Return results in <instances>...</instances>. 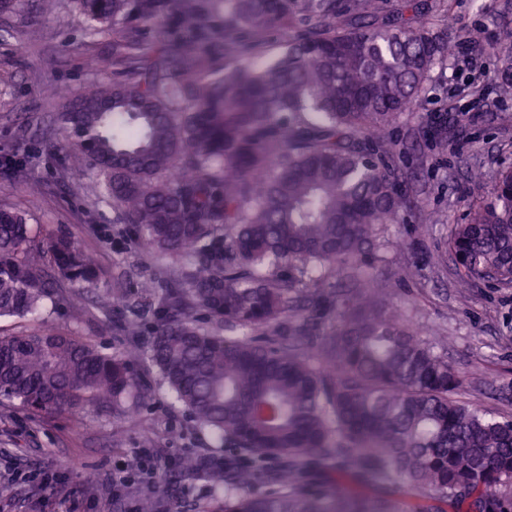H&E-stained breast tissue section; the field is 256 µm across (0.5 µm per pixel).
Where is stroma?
Wrapping results in <instances>:
<instances>
[{
    "mask_svg": "<svg viewBox=\"0 0 512 512\" xmlns=\"http://www.w3.org/2000/svg\"><path fill=\"white\" fill-rule=\"evenodd\" d=\"M38 3L15 0L12 12L0 13V208L27 213L43 232L71 235L96 258L98 284L63 283L42 319L115 352L129 341L126 311L112 300L114 282L163 276L170 262L132 244L121 216L102 201L94 171L71 168L61 146L60 114L69 97L124 78L111 63L104 71L92 65L110 62L113 32L89 29L75 0H54L48 14ZM442 5L456 51L387 134L398 143L397 177L408 182L414 203L390 227L393 247L366 253L358 281H374L428 340H444L449 362L465 378L460 400L512 418V401L500 397L512 385V288L483 281L461 287L448 252L452 225L491 194L490 183H476L473 172L512 164V98L491 90L512 0ZM472 32L480 50L467 41ZM475 80L485 85L484 98L461 96ZM441 124L448 129L444 150L421 133ZM12 157L27 160L37 191L2 167ZM142 379L150 399L130 395L116 412L94 405L32 415L0 399V512H137L140 491L158 488L162 512H205L223 498V488L177 474L184 456L223 455L222 443L174 403L157 370L143 371ZM125 475L130 485L113 491V478Z\"/></svg>",
    "mask_w": 512,
    "mask_h": 512,
    "instance_id": "1",
    "label": "stroma"
}]
</instances>
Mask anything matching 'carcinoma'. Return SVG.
I'll return each mask as SVG.
<instances>
[{
	"label": "carcinoma",
	"mask_w": 512,
	"mask_h": 512,
	"mask_svg": "<svg viewBox=\"0 0 512 512\" xmlns=\"http://www.w3.org/2000/svg\"><path fill=\"white\" fill-rule=\"evenodd\" d=\"M94 29L164 15L176 50L113 46L128 78L96 84L61 114L64 148L146 251L183 264L112 297L146 350L109 353L36 327L0 335V398L35 412L147 397L156 368L174 401L238 458L189 460L227 485L211 512H512V420L454 397L462 377L385 297H332L336 328L282 330L295 302L328 296V274L361 269L411 207L383 142L454 42L421 15L428 0H224V65L191 61L203 40L189 0H77ZM280 35L258 63L255 37ZM494 82L512 97V26ZM448 238L461 284L512 286V166ZM94 260L67 235L44 239L0 208V319L37 313L61 283L94 285ZM239 331L221 334L223 326ZM279 460L273 469L248 463Z\"/></svg>",
	"instance_id": "obj_1"
}]
</instances>
